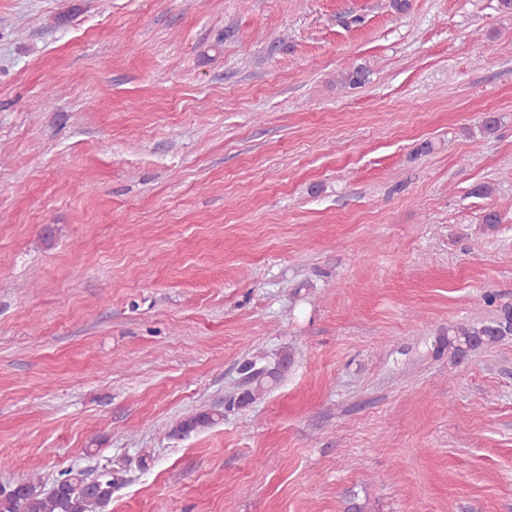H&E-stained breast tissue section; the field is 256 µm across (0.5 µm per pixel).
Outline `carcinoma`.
Here are the masks:
<instances>
[{
  "label": "carcinoma",
  "mask_w": 512,
  "mask_h": 512,
  "mask_svg": "<svg viewBox=\"0 0 512 512\" xmlns=\"http://www.w3.org/2000/svg\"><path fill=\"white\" fill-rule=\"evenodd\" d=\"M512 336V306L497 311L494 318L473 324H450L440 330L435 340L436 352L448 353L453 363L471 353L499 344ZM293 355L284 353L261 367L254 362L243 364V383L240 394L232 404L245 408L277 385L284 376V364L292 363ZM223 419L214 411H197L178 420L169 430L174 437H185L200 429L209 428ZM120 471L112 464L104 465L93 480L80 471H62L49 489L42 488L37 477L20 483L0 486V512H110L112 496L122 484Z\"/></svg>",
  "instance_id": "cac0c4a2"
}]
</instances>
